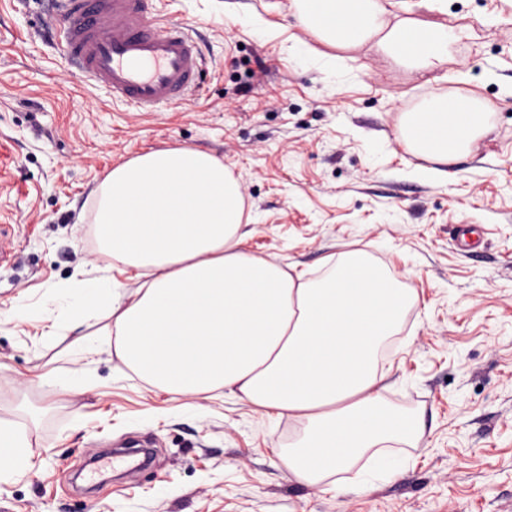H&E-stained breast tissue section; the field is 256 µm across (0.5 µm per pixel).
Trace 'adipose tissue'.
Listing matches in <instances>:
<instances>
[{"label":"adipose tissue","instance_id":"obj_1","mask_svg":"<svg viewBox=\"0 0 512 512\" xmlns=\"http://www.w3.org/2000/svg\"><path fill=\"white\" fill-rule=\"evenodd\" d=\"M404 0H289L297 25L337 49L375 41L398 65L433 70L468 27L403 16ZM472 90L407 113L412 154L436 164L493 129ZM100 247L138 270L127 289L108 275L79 280L82 313L55 322L68 335L97 312L100 334L151 382L177 394L218 389L265 414L306 422L291 445L296 480L311 483L415 425L380 401L394 368L387 341L414 298L362 251L307 278L242 247L244 202L222 158L190 148L150 151L112 169L92 199Z\"/></svg>","mask_w":512,"mask_h":512}]
</instances>
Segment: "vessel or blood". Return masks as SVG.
Instances as JSON below:
<instances>
[{"instance_id":"b4317fda","label":"vessel or blood","mask_w":512,"mask_h":512,"mask_svg":"<svg viewBox=\"0 0 512 512\" xmlns=\"http://www.w3.org/2000/svg\"><path fill=\"white\" fill-rule=\"evenodd\" d=\"M66 31L63 57L73 74L142 112L195 86L204 60L180 22L155 28L147 0H52Z\"/></svg>"}]
</instances>
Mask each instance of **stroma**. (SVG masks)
Masks as SVG:
<instances>
[{
  "mask_svg": "<svg viewBox=\"0 0 512 512\" xmlns=\"http://www.w3.org/2000/svg\"><path fill=\"white\" fill-rule=\"evenodd\" d=\"M416 18L469 25L439 69L396 67L372 44L346 53L357 78L300 67L329 52L296 26L288 0H149L154 26H188L204 53L189 93L139 112L78 81L60 51L49 0H0V421L21 428L34 467L0 465V512H512V0H407ZM473 89L493 131L433 171L400 138L402 114L433 95ZM188 147L222 156L241 180L246 251L326 274L330 256L365 251L411 289L410 343L381 401L413 415V438L385 443L393 478L355 494L372 453L316 484L294 479L303 422L267 417L216 392L179 395L142 379L115 352L90 385L75 336L44 328L69 282L136 271L92 253L90 200L138 155ZM480 231L463 252L458 224ZM150 440L144 470L88 487L87 461Z\"/></svg>",
  "mask_w": 512,
  "mask_h": 512,
  "instance_id": "35a3bbf8",
  "label": "stroma"
}]
</instances>
